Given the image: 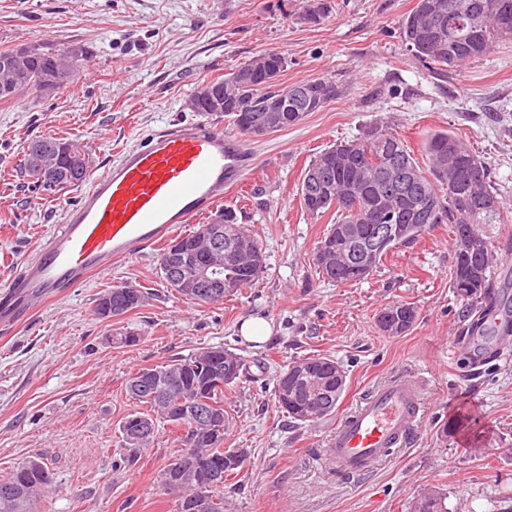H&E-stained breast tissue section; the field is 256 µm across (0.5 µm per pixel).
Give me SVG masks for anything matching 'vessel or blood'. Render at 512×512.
<instances>
[{"mask_svg":"<svg viewBox=\"0 0 512 512\" xmlns=\"http://www.w3.org/2000/svg\"><path fill=\"white\" fill-rule=\"evenodd\" d=\"M248 168L241 141L203 120L170 124L126 147L88 177L35 256L0 284V322L17 323L35 301L63 297L164 243L222 202ZM422 412L416 380L381 384L333 432L328 464L352 475L372 471L407 443Z\"/></svg>","mask_w":512,"mask_h":512,"instance_id":"1","label":"vessel or blood"}]
</instances>
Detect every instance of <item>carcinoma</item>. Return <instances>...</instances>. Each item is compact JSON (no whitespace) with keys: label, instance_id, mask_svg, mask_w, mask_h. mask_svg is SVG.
Wrapping results in <instances>:
<instances>
[{"label":"carcinoma","instance_id":"carcinoma-1","mask_svg":"<svg viewBox=\"0 0 512 512\" xmlns=\"http://www.w3.org/2000/svg\"><path fill=\"white\" fill-rule=\"evenodd\" d=\"M465 2L485 14L488 24L479 34L461 24L448 27V10ZM512 0H417L401 26L408 48L420 60L441 71L456 68L480 57L499 44L512 43V25L496 22L503 4ZM329 12L327 0H301L298 17L318 24ZM89 51L71 56L64 48L48 43L22 45L0 50V102L23 92L50 94L70 86L67 78L77 76ZM288 61L279 50L268 49L233 72L209 81L190 95L185 107L192 112L220 115L241 135H248L241 115H264L281 107L285 90L301 89L303 97L291 103L288 122L277 123L280 131L318 112L341 94L336 80L322 77L298 84L280 82ZM428 167L421 166L399 135L387 126L375 127L362 136L319 153L305 170L301 182L304 208L313 216L336 207L338 218L315 249L314 261L322 277L339 283L365 279L391 250L415 241L434 224H450L453 233V265L450 287L460 300L462 329L490 341L498 327L484 318L491 310L489 289L494 287L491 269L497 262L495 240L487 227L501 223V202L491 186L483 160L448 131L426 138ZM90 160L69 140L40 137L22 149L20 170L44 193L57 194L83 181ZM323 179L312 182V173ZM408 216L394 222L393 241L369 254L363 244L346 236L344 228L360 224L365 212ZM417 224L414 231L405 224ZM222 239L236 247L235 266L224 269V297L248 288L261 277L266 258L259 241L236 212L225 209ZM205 244L197 231L173 239L160 254L159 270L179 295L198 304L217 302L208 293L192 292L193 270L204 257ZM144 292L135 285L112 287L102 295L94 313L113 320L142 305ZM417 319L416 307L397 302L384 307L378 316L382 331L399 335ZM250 361L224 347H203L182 357L137 370L129 379V396L147 407L128 415L120 424L127 460H134L149 446L153 435L139 436L144 422L162 419L179 431L177 449L163 469L161 486L174 497L175 512H224V478L237 474L246 461V451L223 447L231 421L224 410V389L249 375ZM140 382L149 390L133 392ZM293 388L289 399L281 396L285 386ZM347 388L346 372L327 357L299 359L280 369L274 378V399L288 417L307 424L336 411ZM209 418L198 421L197 406ZM51 490L49 467L32 459L0 478V512H39L40 502ZM206 503V510L198 509ZM412 512H447L442 497L427 493L412 504Z\"/></svg>","mask_w":512,"mask_h":512}]
</instances>
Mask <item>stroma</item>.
<instances>
[{
	"instance_id": "1",
	"label": "stroma",
	"mask_w": 512,
	"mask_h": 512,
	"mask_svg": "<svg viewBox=\"0 0 512 512\" xmlns=\"http://www.w3.org/2000/svg\"><path fill=\"white\" fill-rule=\"evenodd\" d=\"M415 5L330 0L328 16L309 24L298 18L300 0H0V49L42 42L89 49L70 87L0 103V283L80 192L48 195L20 174L29 140L75 141L91 172H101L122 148L191 119L184 103L198 85L263 49L287 55L285 84L329 76L342 89L300 124L249 140L252 169L224 192L266 255L255 285L195 304L167 287L155 248L0 326V476L30 459L47 463L54 490L41 512H174L160 480L177 431L157 422L151 447L123 463L119 426L139 409L126 383L136 369L224 344L266 365L224 394L232 420L224 445L248 453L224 483L229 512H408L426 491L438 493L447 512H512V342L477 360L461 343L450 225L393 250L356 283L324 279L312 261L336 222L332 209L310 215L300 196L319 152L384 125L422 162L426 135L450 130L485 162L504 203L502 223L490 229L502 256L494 281L512 297V44L436 75L401 37ZM124 283L141 288L143 305L115 321L98 319L99 297ZM398 301L416 306L417 319L392 336L377 317ZM251 316L271 327L262 343L240 333ZM126 328L139 342L113 343ZM312 356L336 360L347 389L333 415L307 426L276 407L273 377ZM402 376L418 380L424 401L408 444L370 474L330 467L337 424L378 385Z\"/></svg>"
}]
</instances>
